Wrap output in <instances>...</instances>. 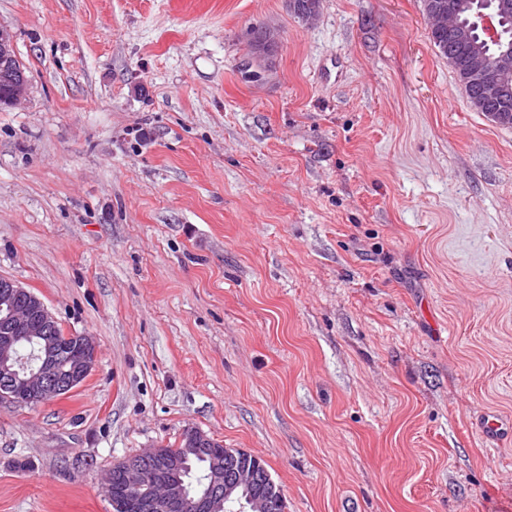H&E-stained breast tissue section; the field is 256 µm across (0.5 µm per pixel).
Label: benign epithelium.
<instances>
[{
  "label": "benign epithelium",
  "instance_id": "benign-epithelium-1",
  "mask_svg": "<svg viewBox=\"0 0 512 512\" xmlns=\"http://www.w3.org/2000/svg\"><path fill=\"white\" fill-rule=\"evenodd\" d=\"M436 19L448 23L454 41L468 46L467 59L459 66L463 81L474 85L471 106L496 124L512 121V52L490 60L473 41L471 28L460 23L453 12L436 9ZM512 16V0H497L494 14L480 13L475 25L492 35L498 22ZM496 70L501 76L490 77ZM0 81L8 94L0 101L15 106L27 95V78L16 59L12 36L0 29ZM0 293L6 305L0 317V404H37L58 394H68L82 384L96 361L94 340L72 334L68 344L56 338L58 326L42 299L9 278L0 277ZM185 453L167 455L160 446L147 448L119 462L112 480L103 484L112 498V484L120 482L131 491L146 490L140 512H269L268 497L258 486L271 482L261 458L238 448L224 449V461L211 463L204 490L193 496L181 483L178 472L186 453L207 447L204 433L189 429L183 436Z\"/></svg>",
  "mask_w": 512,
  "mask_h": 512
}]
</instances>
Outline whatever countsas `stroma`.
<instances>
[{
    "label": "stroma",
    "instance_id": "obj_1",
    "mask_svg": "<svg viewBox=\"0 0 512 512\" xmlns=\"http://www.w3.org/2000/svg\"><path fill=\"white\" fill-rule=\"evenodd\" d=\"M0 27L29 82L0 276L97 346L73 393L0 405V512H113V463L191 428L286 512H512V443L475 425L512 417V127L421 0H0Z\"/></svg>",
    "mask_w": 512,
    "mask_h": 512
}]
</instances>
